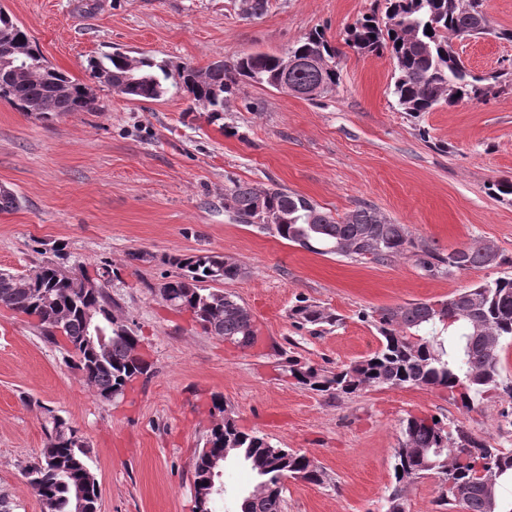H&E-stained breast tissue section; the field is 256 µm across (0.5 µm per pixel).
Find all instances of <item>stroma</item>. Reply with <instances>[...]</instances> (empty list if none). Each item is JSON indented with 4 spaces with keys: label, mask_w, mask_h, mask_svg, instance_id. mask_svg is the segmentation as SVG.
<instances>
[{
    "label": "stroma",
    "mask_w": 512,
    "mask_h": 512,
    "mask_svg": "<svg viewBox=\"0 0 512 512\" xmlns=\"http://www.w3.org/2000/svg\"><path fill=\"white\" fill-rule=\"evenodd\" d=\"M47 62L87 80L90 58L122 50L203 67L253 52L281 53L314 30L340 52V84L306 100L242 84L221 119L190 111L183 92L132 101L101 87L94 112L47 119L0 101V185L21 199L0 212V270L22 275L58 258L109 265L115 315L140 338L147 379L125 398L100 400L67 353L44 341L29 317L0 308V492L15 512H41L24 468L45 446L48 414L66 419L87 445L99 512H191L193 464L219 416L274 446L313 458L324 484L288 480L284 512H384L394 483L393 447L407 415L463 422L512 449V399L460 413L447 392L368 389L321 395L293 384L289 359L335 370L374 353L373 310L437 301L512 273V93L441 105L412 117L392 93L389 53L348 47L364 15L384 0H268L248 18L240 0H0ZM489 34L457 41L477 74L512 66V0H486ZM237 184L302 194L334 217L367 204L441 251L479 241L501 266L430 274L412 258L380 263L320 255L274 229L238 223L224 208ZM62 254H55V247ZM134 252L145 262L130 261ZM205 252L246 268L223 285L252 314L255 344L242 349L204 333L189 313L167 308L157 287L172 256ZM337 315V325H299V300Z\"/></svg>",
    "instance_id": "35a3bbf8"
}]
</instances>
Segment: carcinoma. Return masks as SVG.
Wrapping results in <instances>:
<instances>
[{"instance_id":"1","label":"carcinoma","mask_w":512,"mask_h":512,"mask_svg":"<svg viewBox=\"0 0 512 512\" xmlns=\"http://www.w3.org/2000/svg\"><path fill=\"white\" fill-rule=\"evenodd\" d=\"M389 24L380 27L376 14L359 20L347 33L345 43L358 51H388L395 63L393 94L401 109L412 116L429 112L441 104L484 100L504 91L512 83V72L495 71L477 75L453 54V40L488 32L484 0H385ZM432 34H426V31ZM288 52L300 63L288 72L281 56L256 52L233 62L206 67L186 65L179 69L173 87L200 109L219 119L224 105L241 83L250 81L274 89L288 84L307 92L340 83V69L332 47L320 30L298 40ZM325 58L330 65L315 67L308 61ZM89 81L75 79L48 64L25 29L0 9V101L20 112L40 117L98 109L96 85L129 100H157L169 92L168 67L147 57L122 52L104 54L88 61ZM224 207L233 211L241 224H263L267 213L279 214L277 234L322 255L341 254L355 259L385 262L414 257L425 271L453 274L449 268L453 251L444 254L418 244L404 224H395L375 208L360 205L337 219L310 199L280 188L235 185L224 196ZM464 269L488 266L484 246L461 247ZM168 263L177 272L164 285L176 310L189 311L201 329L230 339L241 348L253 346L256 329L250 311L232 295L207 287L209 283L234 281L247 274L241 265L215 253L172 257ZM33 278L17 287L11 272L0 270V307L36 319L38 335L59 344L53 328L59 326L69 344L79 343L91 331L85 310L98 308V324L108 331L114 301L106 292L111 281L109 268L83 278L103 288L93 292L78 283L57 277L56 262L43 260L30 268ZM478 303H466L467 292ZM443 322L433 303L415 302L377 309L372 323L381 336L379 348L368 358L336 372L313 365L291 362L288 378L313 391L330 395H352L370 388H428L448 391V398L462 413L493 398L512 399V377L503 374L501 352L512 343V277L504 276L473 285L447 300ZM291 319L300 325L332 324V313L315 304L293 307ZM139 341L136 334L112 332L108 356L100 359L83 354L86 382L100 398L125 395L128 382L145 366L130 367V353ZM77 429L66 420L51 416L45 427L46 443L24 475L39 497L43 512H97L96 481H84L90 467L84 446L76 444ZM232 444L231 457L248 465L266 488L263 497L251 501L242 496L240 512H282L285 478L320 485L324 475H306V455L290 448H276L264 437L246 432L227 416L209 429L205 443L215 449ZM394 484L385 500V512H406L407 492L418 479L436 475L450 483L440 485L437 506L454 505L460 512H485V491L478 473L493 469L499 484H512V450L497 448L463 423L453 425L432 416L408 415L401 422L393 448ZM212 457L199 451L194 463V483L201 484L210 473Z\"/></svg>"}]
</instances>
